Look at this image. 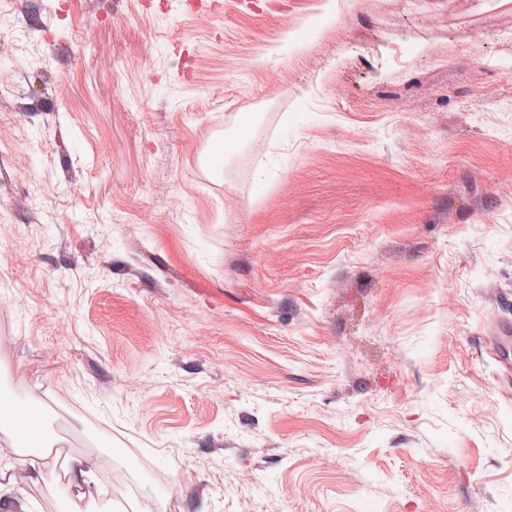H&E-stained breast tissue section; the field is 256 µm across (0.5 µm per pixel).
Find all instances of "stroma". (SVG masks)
<instances>
[{"instance_id":"stroma-1","label":"stroma","mask_w":512,"mask_h":512,"mask_svg":"<svg viewBox=\"0 0 512 512\" xmlns=\"http://www.w3.org/2000/svg\"><path fill=\"white\" fill-rule=\"evenodd\" d=\"M223 2L0 0V397L97 512H512V0ZM97 463L90 456L78 453L69 456L65 461V475L70 487L81 490L94 480Z\"/></svg>"}]
</instances>
